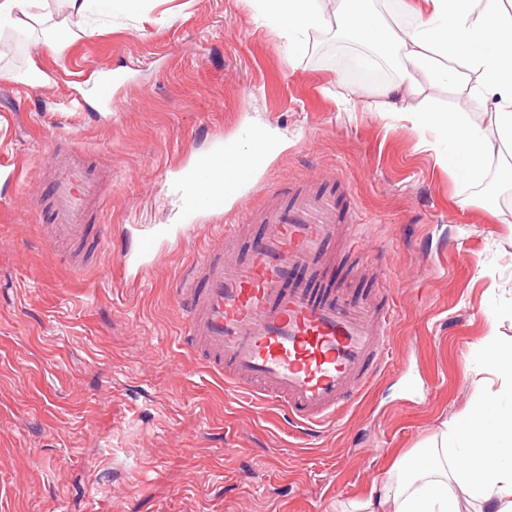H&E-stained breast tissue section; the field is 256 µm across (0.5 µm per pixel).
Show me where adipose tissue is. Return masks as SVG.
<instances>
[{
  "mask_svg": "<svg viewBox=\"0 0 512 512\" xmlns=\"http://www.w3.org/2000/svg\"><path fill=\"white\" fill-rule=\"evenodd\" d=\"M320 2L256 0L260 20L285 37L289 58L302 55L309 34L321 30L395 51L398 77L380 87L381 109L409 112L418 133H432L438 160L449 172L478 183L486 157L504 153L512 159V14L497 0H485L480 9L476 0H423L394 32L372 14L368 0H336L329 14ZM451 83L467 84L471 97L490 105V128L473 124L461 110H410L421 86ZM480 359L484 376L458 419L465 446L449 445L447 428H440L412 470L395 464L382 490L353 503L349 512H461L463 494L479 512H512V409L501 407L490 390L493 379L512 381V354L490 334Z\"/></svg>",
  "mask_w": 512,
  "mask_h": 512,
  "instance_id": "obj_1",
  "label": "adipose tissue"
}]
</instances>
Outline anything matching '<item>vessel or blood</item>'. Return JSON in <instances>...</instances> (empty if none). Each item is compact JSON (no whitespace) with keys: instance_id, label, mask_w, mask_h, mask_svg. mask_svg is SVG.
Wrapping results in <instances>:
<instances>
[{"instance_id":"b4317fda","label":"vessel or blood","mask_w":512,"mask_h":512,"mask_svg":"<svg viewBox=\"0 0 512 512\" xmlns=\"http://www.w3.org/2000/svg\"><path fill=\"white\" fill-rule=\"evenodd\" d=\"M215 168L205 154L185 175L189 215L223 213L237 190L234 180L212 191ZM52 171L53 237L91 268L89 211L104 204L101 183L79 151L57 158ZM360 225L343 189L307 180L267 192L237 223L213 225L177 281L185 347L232 392L279 406L313 432L334 425L388 363L386 291L352 295L330 272L337 240L365 250Z\"/></svg>"}]
</instances>
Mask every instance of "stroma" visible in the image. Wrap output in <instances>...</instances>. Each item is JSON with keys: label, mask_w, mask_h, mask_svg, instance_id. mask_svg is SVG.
Here are the masks:
<instances>
[{"label": "stroma", "mask_w": 512, "mask_h": 512, "mask_svg": "<svg viewBox=\"0 0 512 512\" xmlns=\"http://www.w3.org/2000/svg\"><path fill=\"white\" fill-rule=\"evenodd\" d=\"M38 37L0 29V512H338L468 407L488 309L512 351V186L487 201L408 120L372 109L374 85L348 76L363 44L318 31L289 60L254 0H144L136 17L99 11L64 47ZM109 79L121 107L98 95ZM354 92L368 109L344 106ZM423 96L467 100L461 85ZM467 102L489 126V105ZM260 127L287 145L223 216L188 219L192 156ZM75 149L106 196L89 216L106 244L82 274L47 237L43 157ZM301 175L344 180L367 267L339 262L336 279L390 288L395 313L384 374L314 438L182 347L174 293L212 224Z\"/></svg>", "instance_id": "stroma-1"}]
</instances>
